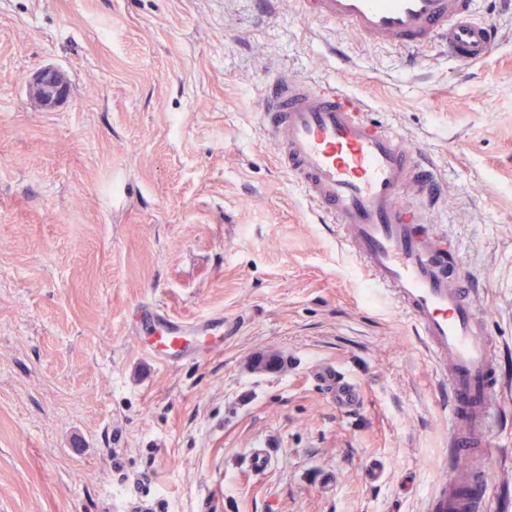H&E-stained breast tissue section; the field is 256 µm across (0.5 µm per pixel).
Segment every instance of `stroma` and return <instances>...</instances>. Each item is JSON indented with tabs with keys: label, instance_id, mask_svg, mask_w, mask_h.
<instances>
[{
	"label": "stroma",
	"instance_id": "1",
	"mask_svg": "<svg viewBox=\"0 0 512 512\" xmlns=\"http://www.w3.org/2000/svg\"><path fill=\"white\" fill-rule=\"evenodd\" d=\"M296 10L0 0V512H430L456 454L448 382L258 127L281 71L359 95L435 163L434 218L506 377L480 512H512V13L462 72ZM43 66L70 80L53 110L27 91ZM144 300L239 334L156 365L132 332ZM316 377L329 390L332 400L340 408H350L358 402L360 398L359 388L340 378L335 367L331 365L320 366L316 371Z\"/></svg>",
	"mask_w": 512,
	"mask_h": 512
}]
</instances>
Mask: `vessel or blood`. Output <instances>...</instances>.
Returning a JSON list of instances; mask_svg holds the SVG:
<instances>
[{
    "label": "vessel or blood",
    "mask_w": 512,
    "mask_h": 512,
    "mask_svg": "<svg viewBox=\"0 0 512 512\" xmlns=\"http://www.w3.org/2000/svg\"><path fill=\"white\" fill-rule=\"evenodd\" d=\"M479 0H298L300 21L338 23L364 42L410 52L442 46L457 64L486 60L499 38ZM258 124L285 172L325 223L336 225L375 285L416 328L448 379V410L462 456L487 448L500 415L498 356L469 297L459 246L436 231L421 200L438 184L433 167L390 124L354 95L276 74L266 82ZM135 335L144 353L165 367L197 352L224 353L235 326L223 315L183 319L161 305L137 306ZM318 381L337 406L349 408L359 388L335 367ZM485 477L457 465L435 496L434 512H477Z\"/></svg>",
    "instance_id": "obj_1"
}]
</instances>
